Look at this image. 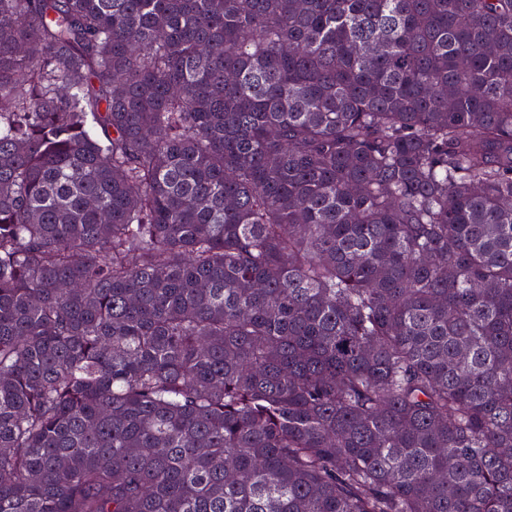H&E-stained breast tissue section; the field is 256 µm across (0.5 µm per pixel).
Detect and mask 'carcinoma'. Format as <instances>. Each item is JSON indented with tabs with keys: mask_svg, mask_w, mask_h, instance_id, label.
<instances>
[{
	"mask_svg": "<svg viewBox=\"0 0 512 512\" xmlns=\"http://www.w3.org/2000/svg\"><path fill=\"white\" fill-rule=\"evenodd\" d=\"M0 512H512V0H0Z\"/></svg>",
	"mask_w": 512,
	"mask_h": 512,
	"instance_id": "carcinoma-1",
	"label": "carcinoma"
}]
</instances>
